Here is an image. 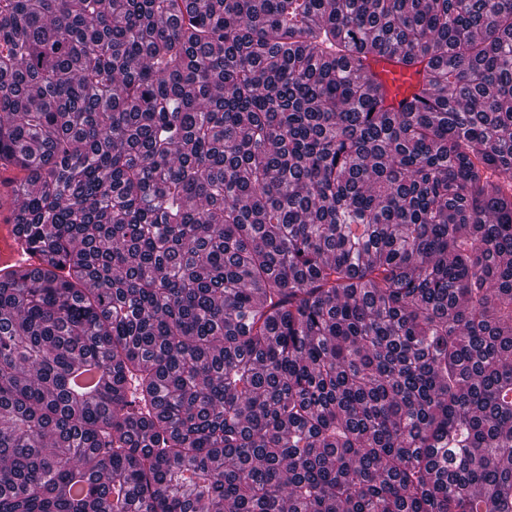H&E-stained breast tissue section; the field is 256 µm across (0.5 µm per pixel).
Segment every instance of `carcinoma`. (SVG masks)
I'll use <instances>...</instances> for the list:
<instances>
[{"label": "carcinoma", "mask_w": 512, "mask_h": 512, "mask_svg": "<svg viewBox=\"0 0 512 512\" xmlns=\"http://www.w3.org/2000/svg\"><path fill=\"white\" fill-rule=\"evenodd\" d=\"M0 171V512H512V0H0ZM370 71L385 83L396 104L412 92L418 79L413 71L402 68L393 58L373 62ZM0 213V282L5 271L33 270L40 265V257L31 252L24 239L14 231L13 224H6Z\"/></svg>", "instance_id": "carcinoma-1"}]
</instances>
